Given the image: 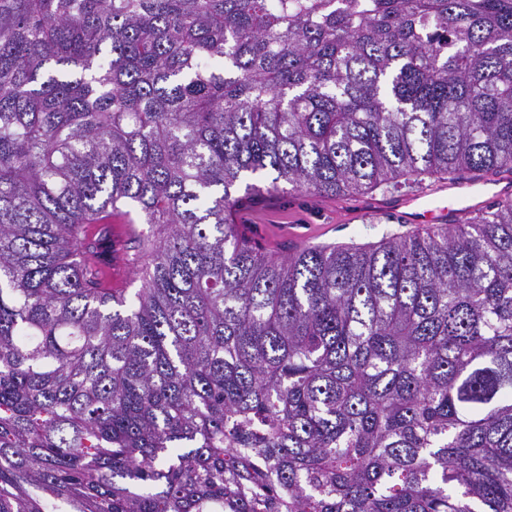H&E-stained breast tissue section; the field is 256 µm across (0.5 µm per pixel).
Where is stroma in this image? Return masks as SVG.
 Listing matches in <instances>:
<instances>
[{"label": "stroma", "mask_w": 512, "mask_h": 512, "mask_svg": "<svg viewBox=\"0 0 512 512\" xmlns=\"http://www.w3.org/2000/svg\"><path fill=\"white\" fill-rule=\"evenodd\" d=\"M248 236L272 257L292 246L366 245L384 234L415 232L412 224L387 214L364 217L358 200L272 193L246 203L235 216Z\"/></svg>", "instance_id": "1"}]
</instances>
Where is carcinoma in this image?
Segmentation results:
<instances>
[{
    "label": "carcinoma",
    "mask_w": 512,
    "mask_h": 512,
    "mask_svg": "<svg viewBox=\"0 0 512 512\" xmlns=\"http://www.w3.org/2000/svg\"><path fill=\"white\" fill-rule=\"evenodd\" d=\"M262 171L512 174V0H0V512H512V199L274 260ZM124 225L126 224L112 223V234L114 233V238L116 242V258L114 262L112 261V263L108 267H105L103 269L101 273V278L104 283L112 280V288H127V297L130 301H132L135 299V293L141 287V281L139 279H136L132 273V262H136V265L142 266L147 262V259L146 256H143L142 254L138 253L136 249L126 248L133 245H130L128 241H124L125 233H134L136 228L133 226H129L126 228V232H124ZM119 253L125 255L126 262L128 264V271L126 272V274H123L122 276L112 271V268L114 267L117 269L116 261L118 260Z\"/></svg>",
    "instance_id": "1"
}]
</instances>
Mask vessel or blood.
<instances>
[{
    "label": "vessel or blood",
    "instance_id": "obj_1",
    "mask_svg": "<svg viewBox=\"0 0 512 512\" xmlns=\"http://www.w3.org/2000/svg\"><path fill=\"white\" fill-rule=\"evenodd\" d=\"M512 197V181L462 178L425 191L402 195L398 206L405 223L421 226L453 224L473 215L492 200Z\"/></svg>",
    "mask_w": 512,
    "mask_h": 512
}]
</instances>
